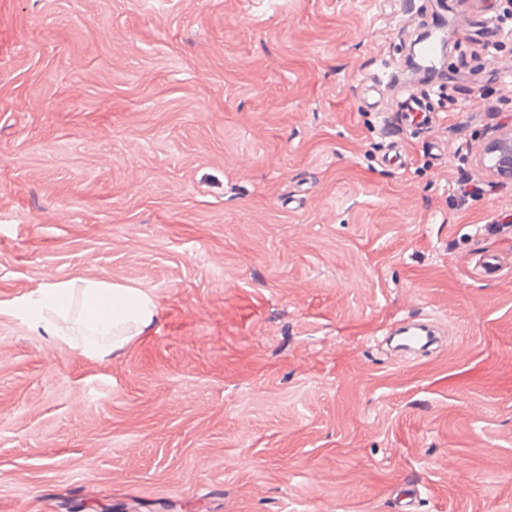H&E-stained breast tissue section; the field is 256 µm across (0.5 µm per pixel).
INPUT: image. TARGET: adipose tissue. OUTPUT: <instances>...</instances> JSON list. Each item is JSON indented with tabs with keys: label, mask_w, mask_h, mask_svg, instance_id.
I'll return each mask as SVG.
<instances>
[{
	"label": "adipose tissue",
	"mask_w": 512,
	"mask_h": 512,
	"mask_svg": "<svg viewBox=\"0 0 512 512\" xmlns=\"http://www.w3.org/2000/svg\"><path fill=\"white\" fill-rule=\"evenodd\" d=\"M41 327L85 356L100 353L99 341L123 345L154 322L155 299L140 289L104 280L59 282L45 286L33 300Z\"/></svg>",
	"instance_id": "1"
}]
</instances>
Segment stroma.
I'll use <instances>...</instances> for the list:
<instances>
[{"label":"stroma","mask_w":512,"mask_h":512,"mask_svg":"<svg viewBox=\"0 0 512 512\" xmlns=\"http://www.w3.org/2000/svg\"><path fill=\"white\" fill-rule=\"evenodd\" d=\"M454 7L505 35L422 86L437 0H0V512H512V0ZM72 280L157 318L86 357L33 324ZM489 169L498 176L512 180V126L505 127L485 151ZM389 344L395 351L416 357L435 350L438 337L428 322L414 321L396 328L393 336H390Z\"/></svg>","instance_id":"1"}]
</instances>
